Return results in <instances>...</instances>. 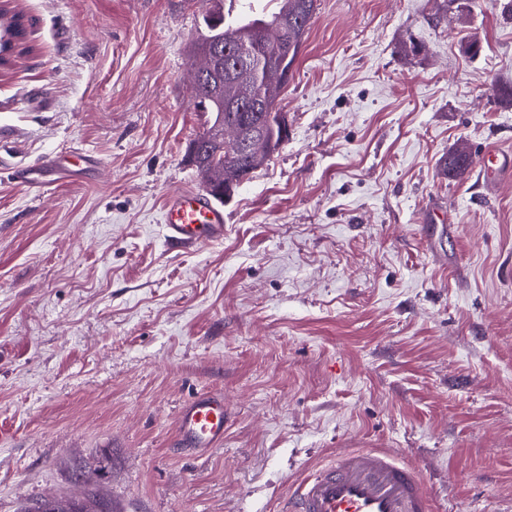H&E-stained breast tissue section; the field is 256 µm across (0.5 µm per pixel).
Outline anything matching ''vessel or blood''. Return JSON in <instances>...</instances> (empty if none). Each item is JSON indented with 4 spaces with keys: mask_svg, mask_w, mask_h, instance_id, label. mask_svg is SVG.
<instances>
[{
    "mask_svg": "<svg viewBox=\"0 0 512 512\" xmlns=\"http://www.w3.org/2000/svg\"><path fill=\"white\" fill-rule=\"evenodd\" d=\"M99 166L98 159L89 155L78 165L48 157L17 167L14 177L30 187ZM479 166L487 190L512 179L510 152L486 148ZM163 227L164 238L174 250L217 243L224 239V208L210 194L178 189L165 201ZM227 422L223 395L199 393L177 413L178 441L196 453L213 451L224 443ZM282 512H430V508L419 470L400 454L383 448H347L294 484Z\"/></svg>",
    "mask_w": 512,
    "mask_h": 512,
    "instance_id": "vessel-or-blood-1",
    "label": "vessel or blood"
}]
</instances>
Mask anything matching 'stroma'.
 <instances>
[{"instance_id": "35a3bbf8", "label": "stroma", "mask_w": 512, "mask_h": 512, "mask_svg": "<svg viewBox=\"0 0 512 512\" xmlns=\"http://www.w3.org/2000/svg\"><path fill=\"white\" fill-rule=\"evenodd\" d=\"M444 2L317 0L287 142L222 242L175 252L164 200L205 187L203 0H8L28 50L0 72V512L90 485L112 512H280L342 448L400 453L433 512L512 504V185L438 166L461 140L512 151V0ZM76 151L101 170L11 179ZM203 391L229 419L198 457L176 415Z\"/></svg>"}]
</instances>
